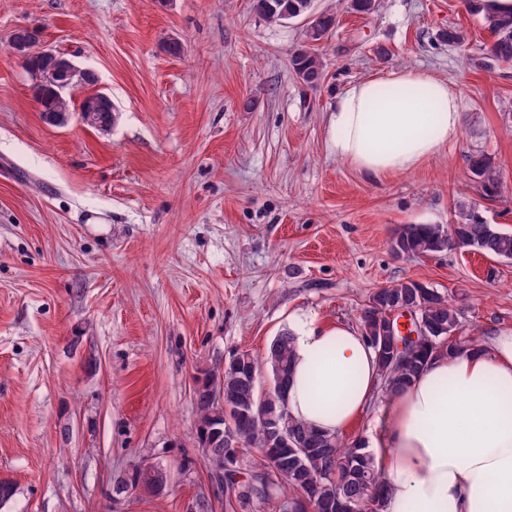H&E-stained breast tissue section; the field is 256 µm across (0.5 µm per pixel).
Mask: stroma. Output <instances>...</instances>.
Returning <instances> with one entry per match:
<instances>
[{
    "instance_id": "obj_1",
    "label": "stroma",
    "mask_w": 512,
    "mask_h": 512,
    "mask_svg": "<svg viewBox=\"0 0 512 512\" xmlns=\"http://www.w3.org/2000/svg\"><path fill=\"white\" fill-rule=\"evenodd\" d=\"M377 3L314 0L337 24L310 88L290 65L303 20L267 22L253 0H0V512H186L202 495L228 512L196 380L237 352L264 359L293 312L356 326L373 290L412 279L448 296L463 335L512 328V259L390 247L460 202L512 233V63L475 66L492 36L465 0ZM25 24L98 77L66 125L43 120L9 47ZM451 27L464 45L442 41ZM397 67L457 86L462 131L370 180L330 151L327 118L349 84ZM97 92L107 132L78 116ZM474 153L500 173L497 200ZM148 466L168 474L154 495L128 486ZM469 164L470 172L479 184L484 198L496 200L501 193L502 182L492 159L483 153L475 154L470 156Z\"/></svg>"
}]
</instances>
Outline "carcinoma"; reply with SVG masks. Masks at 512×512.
Here are the masks:
<instances>
[{
    "instance_id": "carcinoma-1",
    "label": "carcinoma",
    "mask_w": 512,
    "mask_h": 512,
    "mask_svg": "<svg viewBox=\"0 0 512 512\" xmlns=\"http://www.w3.org/2000/svg\"><path fill=\"white\" fill-rule=\"evenodd\" d=\"M255 9L270 22L292 19L305 21V42L291 55L296 76L307 86H317L324 73L323 62L314 46L332 32L335 16L313 11V0H254ZM468 7L482 16L484 27L493 36L485 58L499 62L512 61V13L504 14L489 8L484 0H468ZM34 45L25 66L31 74H49L56 67L53 57L40 48L41 31L34 28ZM38 100L42 116L50 124L61 126L70 119V98L57 94L49 79L38 81ZM87 125L106 132L115 123V110L88 113ZM470 172L487 200L501 193L502 182L492 159L475 154L469 159ZM459 241L447 235L440 224H403L391 240V250L397 257H420L447 250L455 245L471 248L497 259H512V234L489 224L474 205H459L454 222ZM416 308L417 317L426 327L420 340L399 350L393 342L375 348L383 393L389 397L400 393L439 355H454L474 342V338L458 336L461 328L459 311L427 285L412 279L401 280L378 288L368 297L360 315L361 333L373 344L379 331L392 320L400 308ZM292 337L285 332L269 346L265 365L272 384L265 395L257 392L250 371L258 368L253 356L242 361L230 357L224 362V409L216 413L208 396L217 386L211 382L215 374H205L196 405L199 411L198 438L219 426L224 437L238 444L234 453L245 448L259 452L251 471H265L271 478V492L260 489L255 499L237 498L229 506L236 512L274 510L281 503L297 505L295 512H341L340 503L347 502L352 512H383L385 477L376 467L374 456L362 436L344 444L335 435L319 433L295 420L288 412L284 390L291 375ZM292 436L313 449L306 453L284 445L283 435ZM226 450L213 451L208 461L215 472L224 473L227 489L232 480L225 468Z\"/></svg>"
}]
</instances>
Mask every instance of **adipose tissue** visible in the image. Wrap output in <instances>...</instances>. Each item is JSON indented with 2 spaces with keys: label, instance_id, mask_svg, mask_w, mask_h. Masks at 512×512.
Returning a JSON list of instances; mask_svg holds the SVG:
<instances>
[{
  "label": "adipose tissue",
  "instance_id": "1",
  "mask_svg": "<svg viewBox=\"0 0 512 512\" xmlns=\"http://www.w3.org/2000/svg\"><path fill=\"white\" fill-rule=\"evenodd\" d=\"M460 101L426 69L359 80L336 98L329 148L372 180L411 171L458 138ZM288 321V410L341 435L373 400L376 353L351 324H325L308 311ZM380 414L381 430L366 444L388 483L384 512H512V328L433 359Z\"/></svg>",
  "mask_w": 512,
  "mask_h": 512
}]
</instances>
